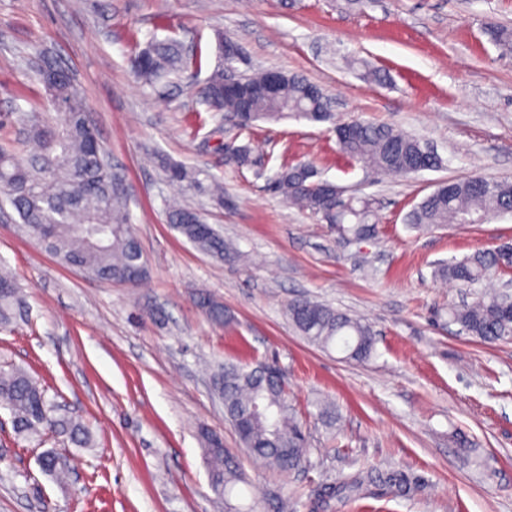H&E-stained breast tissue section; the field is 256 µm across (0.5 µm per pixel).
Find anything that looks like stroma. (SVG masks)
<instances>
[{
    "label": "stroma",
    "mask_w": 512,
    "mask_h": 512,
    "mask_svg": "<svg viewBox=\"0 0 512 512\" xmlns=\"http://www.w3.org/2000/svg\"><path fill=\"white\" fill-rule=\"evenodd\" d=\"M512 28V0H0V117L47 105L36 71L67 68L112 171L129 185L130 223L149 273L138 285L91 279L19 233L0 212V267L23 292L0 324V365L39 378L47 398L89 428L87 448L15 435L0 408V512H222L209 486L202 431L220 434L244 476L237 512H308L311 489L360 470H400L413 495L349 501L341 512H512V341L485 345L449 323L475 287L438 265L512 243V213L425 230L406 224L437 183L512 178V52L487 24ZM232 38L252 70L320 85L335 117L419 137L444 165L409 177L372 174L336 151L330 123L288 118L242 130L195 96ZM201 45V70L153 89L131 58L154 39ZM255 141L262 172L224 158ZM195 169L169 182L155 154ZM374 202L378 233L342 243L330 225L269 187L286 161ZM224 185L213 202L211 181ZM199 210L239 252L216 261L166 219L170 198ZM223 303L229 322L198 308ZM305 296L371 323L367 362L309 343L288 319ZM276 358L309 435L305 469L282 473L241 448L210 385L218 362ZM334 409L332 419L321 404ZM68 450L65 482L41 454Z\"/></svg>",
    "instance_id": "35a3bbf8"
}]
</instances>
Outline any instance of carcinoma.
I'll return each mask as SVG.
<instances>
[{
    "label": "carcinoma",
    "mask_w": 512,
    "mask_h": 512,
    "mask_svg": "<svg viewBox=\"0 0 512 512\" xmlns=\"http://www.w3.org/2000/svg\"><path fill=\"white\" fill-rule=\"evenodd\" d=\"M486 34L503 48L512 47L511 29L491 26ZM202 57L200 48L187 54L176 41H153L132 59V69L144 83L155 86L201 68ZM37 76L46 95L61 107V115L16 113L15 123L22 126L25 137L0 141V201L10 203L17 212L19 230L62 264L78 267L87 276L103 281L122 282L134 269L140 270L139 279H144L147 267L128 224L127 201L117 191L104 148L94 139L96 131L87 122L86 105L70 74L60 66H49L38 69ZM310 86L312 82L306 78L289 75L276 95L255 92L242 101L224 95V65L220 63L198 94L208 111L233 113L241 129L257 120H333L332 113L324 111V91L312 96L308 93ZM334 132L337 152L347 162L373 172L408 176L419 167L435 170L442 166L441 157L427 143L392 126L348 118L337 120ZM27 149L46 159L47 167L19 161L17 153ZM229 159L239 168H252L258 163L249 143L233 147ZM165 171L173 183L193 180L192 173L182 165L169 164ZM273 186L290 203L336 228L341 240L375 236L371 200L350 193L342 205H336V199L315 179L310 162L282 165ZM505 212H512V179L484 176L478 180L470 176L438 183L413 206L406 221L415 228L474 224ZM167 216L174 229L200 252L220 261L233 253L224 236L205 224L194 209L173 204ZM492 270L505 271L496 250L442 264L438 274L469 285L483 280ZM18 300L14 279L0 272L1 323L9 321ZM197 304L212 321H226L223 304L213 297L202 295ZM287 313L297 331L320 348L338 346L346 359L355 362L367 361L375 353L376 331L360 318L306 298L288 302ZM450 322L484 344L512 340V311L505 309V301L497 292H484L452 309ZM212 384L224 400L227 414L246 413L256 405L263 407V411L233 423L243 447L282 472L305 467L308 437L291 402L288 382L276 364L261 368L226 363L214 371ZM0 407L10 411L19 436H42L49 430L78 447L90 445L87 426L72 416L56 413L40 382L23 368H0ZM202 440L210 487L227 509L226 496L241 481V474L222 437L205 431ZM40 466L46 474L63 477L69 471L70 460L49 449L41 455ZM372 487L407 495L418 489L419 483L395 471L345 475L317 484L310 491L308 510L340 512L351 498L369 494Z\"/></svg>",
    "instance_id": "1"
}]
</instances>
